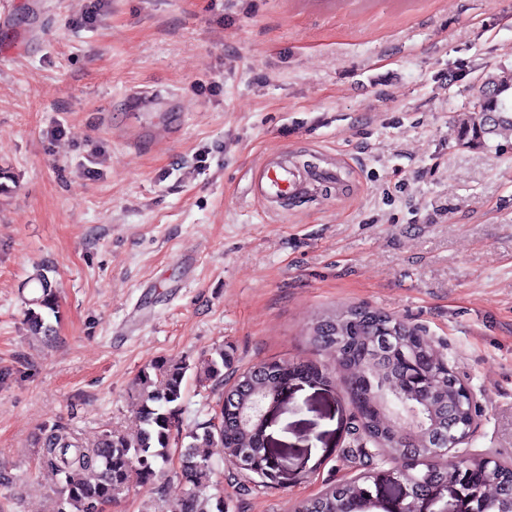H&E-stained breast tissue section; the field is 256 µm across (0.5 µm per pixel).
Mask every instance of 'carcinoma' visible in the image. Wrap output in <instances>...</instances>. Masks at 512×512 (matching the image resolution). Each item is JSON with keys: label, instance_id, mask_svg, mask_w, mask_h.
<instances>
[{"label": "carcinoma", "instance_id": "obj_1", "mask_svg": "<svg viewBox=\"0 0 512 512\" xmlns=\"http://www.w3.org/2000/svg\"><path fill=\"white\" fill-rule=\"evenodd\" d=\"M510 90L512 76L496 72L481 76L480 103L463 113L456 124L459 144L480 148L495 138L512 136V109L503 97ZM29 283L37 296L28 300L25 324L36 335L46 334L49 326L44 313L55 312L56 290L42 269ZM310 336L313 345L335 356V366L349 378L354 426L349 430L352 447L343 450L346 460L372 464L400 459L403 465L396 477L418 492L433 484L458 481L465 468L471 479L487 484L486 494L474 503L476 512H512V460L491 454H453L451 448H435L427 439L448 417V408L458 404L466 417L465 429L472 432L477 409L462 397L460 379L443 354L435 351L433 358L426 359L429 339L418 327L378 310L351 306L318 316ZM226 369L231 365L222 345L194 365L162 360L144 368L138 377L140 428L133 435L105 428L87 446L64 426H45L36 447L54 477L58 512H97V507L125 490L135 464L142 482H151L156 470L166 467L174 444L180 448L175 476L185 486L175 512H224V499L208 495L219 465L200 455V448H220L228 462L248 454L235 476L255 487L264 485L272 469L267 434L256 419L247 426L238 425L236 412L242 408L256 415L264 402L280 398L283 380L279 368H270L266 362L243 370L228 382L224 381ZM190 371L201 382L224 383V393L214 414L184 434L180 413ZM380 379L390 381L383 402L367 396L366 389V381L376 389ZM421 385L431 388L422 404V427L416 432L396 428L394 417L414 402ZM185 437L189 438L186 443ZM254 474L259 480L252 478ZM371 481L373 470L369 469L297 503L293 512H373L374 505L366 498L372 493Z\"/></svg>", "mask_w": 512, "mask_h": 512}]
</instances>
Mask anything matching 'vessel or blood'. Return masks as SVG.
<instances>
[{
  "instance_id": "vessel-or-blood-1",
  "label": "vessel or blood",
  "mask_w": 512,
  "mask_h": 512,
  "mask_svg": "<svg viewBox=\"0 0 512 512\" xmlns=\"http://www.w3.org/2000/svg\"><path fill=\"white\" fill-rule=\"evenodd\" d=\"M336 177L335 166L320 168L310 176L294 172L287 162L267 165L262 169L257 192L261 200L274 205L276 212L284 214L288 211L291 196H300L316 186L333 181Z\"/></svg>"
}]
</instances>
